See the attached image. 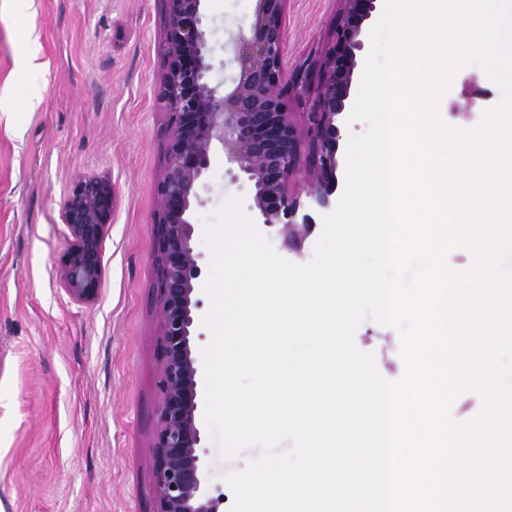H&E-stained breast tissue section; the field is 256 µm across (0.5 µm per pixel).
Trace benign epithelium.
<instances>
[{"label": "benign epithelium", "mask_w": 512, "mask_h": 512, "mask_svg": "<svg viewBox=\"0 0 512 512\" xmlns=\"http://www.w3.org/2000/svg\"><path fill=\"white\" fill-rule=\"evenodd\" d=\"M165 14V67L159 97L167 114L164 165L153 224L156 288L161 321V404L152 443L154 512H219L222 497L204 485L199 425V378L193 357L200 255L193 246L194 207L201 203L215 144L247 182L265 230L302 257L315 228L290 189L298 175L311 184L320 209L336 190L341 115L347 111L364 24L376 0H341L343 9L325 53L293 70L286 59L288 0H255L246 26L225 43L235 75L228 87L209 83V47L201 26L203 0H161ZM314 94L299 130L289 97ZM117 201L105 177L76 182L64 202L69 245L56 264L62 288L75 300L96 299L102 284V241Z\"/></svg>", "instance_id": "7a95c632"}]
</instances>
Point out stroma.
Wrapping results in <instances>:
<instances>
[{
    "label": "stroma",
    "instance_id": "35a3bbf8",
    "mask_svg": "<svg viewBox=\"0 0 512 512\" xmlns=\"http://www.w3.org/2000/svg\"><path fill=\"white\" fill-rule=\"evenodd\" d=\"M254 0H203L211 84L229 78L224 43ZM339 0H288L290 66L319 57ZM161 0H0V512H153L151 441L160 407V310L152 225L167 115ZM499 89L476 67L460 71L441 120L477 126ZM101 175L118 200L103 244L93 303L74 301L56 278L68 246L61 209L73 182ZM251 207L215 148L193 211L202 263L203 221L229 197ZM356 346L387 379L401 377L400 338L365 320ZM207 483L230 512L225 474L259 458L253 445L223 459L207 437Z\"/></svg>",
    "mask_w": 512,
    "mask_h": 512
}]
</instances>
